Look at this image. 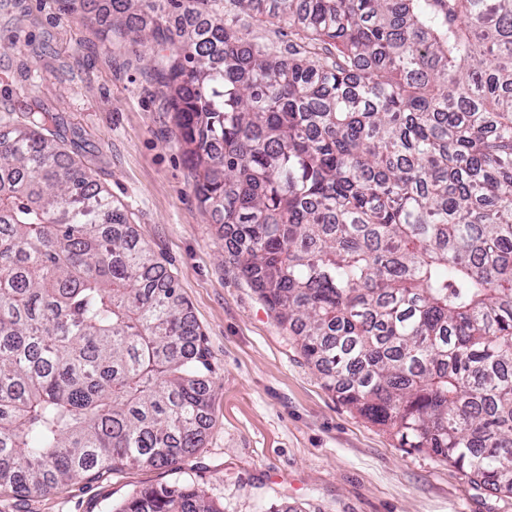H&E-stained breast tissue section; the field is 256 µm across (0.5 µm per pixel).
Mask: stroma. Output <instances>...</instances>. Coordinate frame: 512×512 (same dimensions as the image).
<instances>
[{"label": "stroma", "instance_id": "stroma-1", "mask_svg": "<svg viewBox=\"0 0 512 512\" xmlns=\"http://www.w3.org/2000/svg\"><path fill=\"white\" fill-rule=\"evenodd\" d=\"M0 0V115L40 104L59 143L124 207L175 279L212 363L210 422L172 467L129 466L48 494L0 487V512H111L149 487L188 485L218 512H512V494L400 447L327 389L228 260L198 203L157 75L160 48L109 29V0Z\"/></svg>", "mask_w": 512, "mask_h": 512}]
</instances>
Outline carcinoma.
I'll return each instance as SVG.
<instances>
[{"instance_id": "cac0c4a2", "label": "carcinoma", "mask_w": 512, "mask_h": 512, "mask_svg": "<svg viewBox=\"0 0 512 512\" xmlns=\"http://www.w3.org/2000/svg\"><path fill=\"white\" fill-rule=\"evenodd\" d=\"M112 0L160 78L230 261L326 387L399 447L512 493V0ZM0 116V486L170 467L212 373L167 269L63 151ZM113 512H217L190 486ZM240 24L253 42L273 44L283 53L288 49V23L241 14Z\"/></svg>"}]
</instances>
